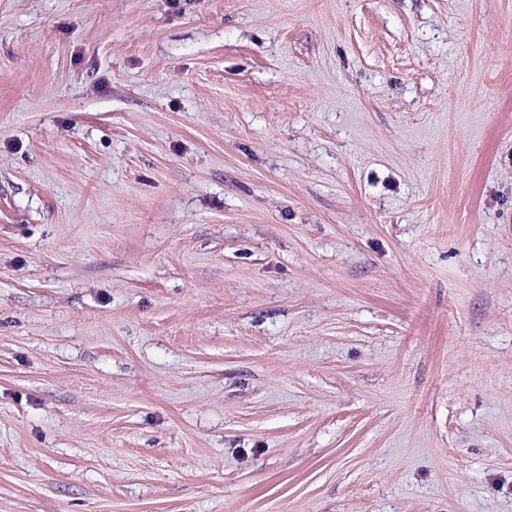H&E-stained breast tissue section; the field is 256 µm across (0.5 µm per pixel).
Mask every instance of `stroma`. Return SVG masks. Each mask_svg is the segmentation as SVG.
<instances>
[{"label":"stroma","mask_w":512,"mask_h":512,"mask_svg":"<svg viewBox=\"0 0 512 512\" xmlns=\"http://www.w3.org/2000/svg\"><path fill=\"white\" fill-rule=\"evenodd\" d=\"M0 512H512V0H0Z\"/></svg>","instance_id":"obj_1"}]
</instances>
